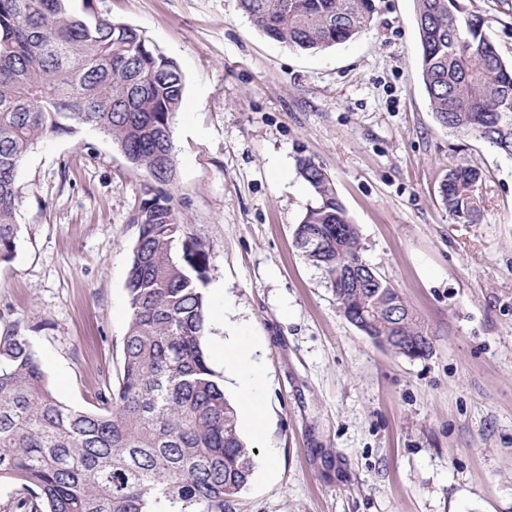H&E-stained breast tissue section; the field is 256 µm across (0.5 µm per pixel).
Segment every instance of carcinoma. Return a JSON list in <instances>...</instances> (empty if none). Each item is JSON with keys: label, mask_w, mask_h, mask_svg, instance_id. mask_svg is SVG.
<instances>
[{"label": "carcinoma", "mask_w": 512, "mask_h": 512, "mask_svg": "<svg viewBox=\"0 0 512 512\" xmlns=\"http://www.w3.org/2000/svg\"><path fill=\"white\" fill-rule=\"evenodd\" d=\"M422 80L436 121L512 159V62L484 19L457 0H415ZM259 30L317 53L356 38L374 0H239ZM184 75L136 28L73 0H0V265L15 256L17 175L39 141L84 129L112 139L158 183L173 173L170 124ZM314 201L295 230L345 319L394 354L425 358L433 341L413 307L362 257L319 162L302 158ZM479 168L448 169L438 194L467 224L479 211ZM125 288L122 366L96 410L58 401L19 330L0 337V486L17 512H226L248 483L254 449L211 367L203 337L209 249L170 198L144 203Z\"/></svg>", "instance_id": "cac0c4a2"}]
</instances>
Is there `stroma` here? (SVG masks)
<instances>
[{
    "label": "stroma",
    "mask_w": 512,
    "mask_h": 512,
    "mask_svg": "<svg viewBox=\"0 0 512 512\" xmlns=\"http://www.w3.org/2000/svg\"><path fill=\"white\" fill-rule=\"evenodd\" d=\"M512 61V0H459ZM173 58L175 177L151 185L105 134L39 142L17 178L0 333L20 324L55 397L90 408L121 368L125 281L147 186L210 252L204 346L234 396L261 382L266 427L231 512H512V159L454 136L420 74L415 0H375L352 41L296 51L238 0H93ZM333 181L364 260L432 334L429 357L375 345L341 314L295 242L313 197L298 161ZM483 173L480 214L442 205L449 166ZM245 354L216 348L224 321Z\"/></svg>",
    "instance_id": "obj_1"
}]
</instances>
